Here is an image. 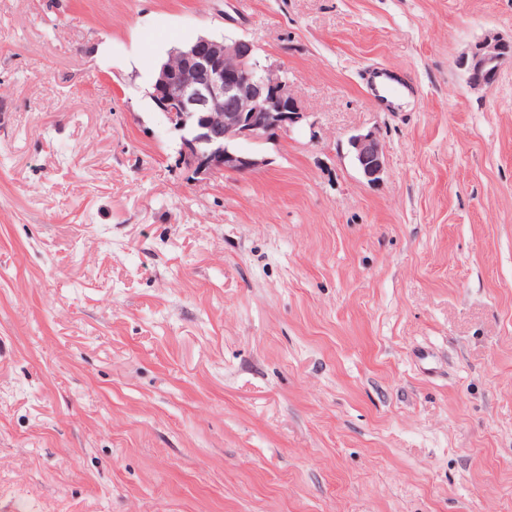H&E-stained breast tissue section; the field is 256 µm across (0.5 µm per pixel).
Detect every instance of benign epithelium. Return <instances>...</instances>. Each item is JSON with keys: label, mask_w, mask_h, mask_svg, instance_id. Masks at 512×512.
<instances>
[{"label": "benign epithelium", "mask_w": 512, "mask_h": 512, "mask_svg": "<svg viewBox=\"0 0 512 512\" xmlns=\"http://www.w3.org/2000/svg\"><path fill=\"white\" fill-rule=\"evenodd\" d=\"M510 56L511 42L490 37L459 65L469 86L481 89L496 82L502 60ZM149 96L181 133V165L205 177L256 170L262 159L235 145L272 143L305 117L280 68L262 63L242 38L201 36L170 51ZM349 144L364 177L379 181L384 155L377 137L357 133Z\"/></svg>", "instance_id": "7a95c632"}]
</instances>
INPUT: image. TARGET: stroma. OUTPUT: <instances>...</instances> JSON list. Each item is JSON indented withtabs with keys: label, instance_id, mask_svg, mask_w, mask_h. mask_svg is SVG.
I'll return each mask as SVG.
<instances>
[{
	"label": "stroma",
	"instance_id": "1",
	"mask_svg": "<svg viewBox=\"0 0 512 512\" xmlns=\"http://www.w3.org/2000/svg\"><path fill=\"white\" fill-rule=\"evenodd\" d=\"M201 36L306 114L251 173L179 166L148 95ZM488 36L512 0H0V512H512V58L457 65ZM511 55V41L490 37L476 45L470 55L460 60L459 65L467 76L469 86L481 89L496 82L502 60ZM371 100L384 111H391V104L405 92H413L404 75L393 67L369 69L364 77ZM349 144L364 177L379 181L384 173V155L377 137L372 132L357 133L350 136Z\"/></svg>",
	"mask_w": 512,
	"mask_h": 512
}]
</instances>
